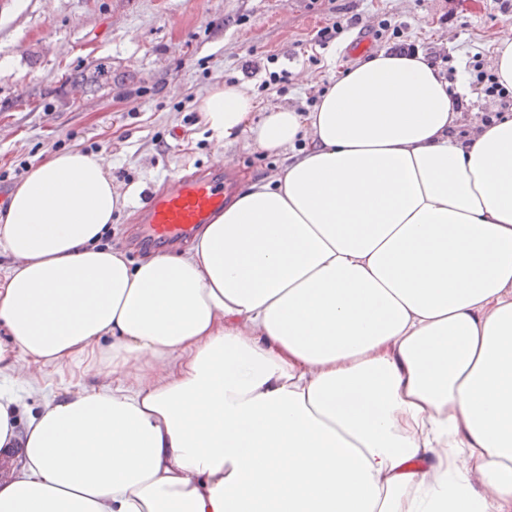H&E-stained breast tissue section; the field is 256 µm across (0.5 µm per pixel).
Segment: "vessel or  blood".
I'll use <instances>...</instances> for the list:
<instances>
[{"instance_id":"b4317fda","label":"vessel or blood","mask_w":512,"mask_h":512,"mask_svg":"<svg viewBox=\"0 0 512 512\" xmlns=\"http://www.w3.org/2000/svg\"><path fill=\"white\" fill-rule=\"evenodd\" d=\"M229 184L222 176L199 173L154 195L140 216L144 238L188 241L202 225L223 211Z\"/></svg>"}]
</instances>
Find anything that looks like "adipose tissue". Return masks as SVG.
<instances>
[{
    "label": "adipose tissue",
    "mask_w": 512,
    "mask_h": 512,
    "mask_svg": "<svg viewBox=\"0 0 512 512\" xmlns=\"http://www.w3.org/2000/svg\"><path fill=\"white\" fill-rule=\"evenodd\" d=\"M471 96L381 50L307 112L214 85L211 139L288 162L136 262L102 157L30 166L0 209V512H512V115L464 128ZM85 363L19 428L14 390Z\"/></svg>",
    "instance_id": "adipose-tissue-1"
}]
</instances>
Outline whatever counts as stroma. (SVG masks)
Masks as SVG:
<instances>
[{"instance_id": "35a3bbf8", "label": "stroma", "mask_w": 512, "mask_h": 512, "mask_svg": "<svg viewBox=\"0 0 512 512\" xmlns=\"http://www.w3.org/2000/svg\"><path fill=\"white\" fill-rule=\"evenodd\" d=\"M359 22L328 48L317 31L336 16ZM407 21L422 54L455 63L491 48L512 0H0V207L19 164L79 149L106 158L129 190L108 238L131 260L137 211L176 177L214 168L197 102L213 85L250 87L266 105L304 108L314 89L270 82L271 73L314 72L329 86L341 66L378 49L371 27ZM232 178L261 180L283 156L236 143L224 152Z\"/></svg>"}]
</instances>
